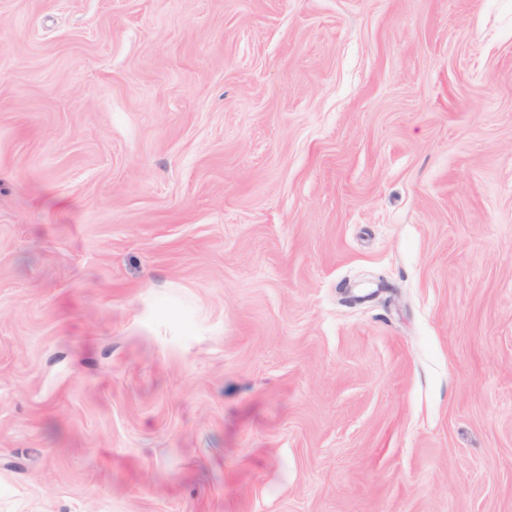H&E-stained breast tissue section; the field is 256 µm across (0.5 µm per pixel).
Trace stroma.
Instances as JSON below:
<instances>
[{
  "label": "stroma",
  "instance_id": "stroma-1",
  "mask_svg": "<svg viewBox=\"0 0 512 512\" xmlns=\"http://www.w3.org/2000/svg\"><path fill=\"white\" fill-rule=\"evenodd\" d=\"M0 512H512V0H0Z\"/></svg>",
  "mask_w": 512,
  "mask_h": 512
}]
</instances>
